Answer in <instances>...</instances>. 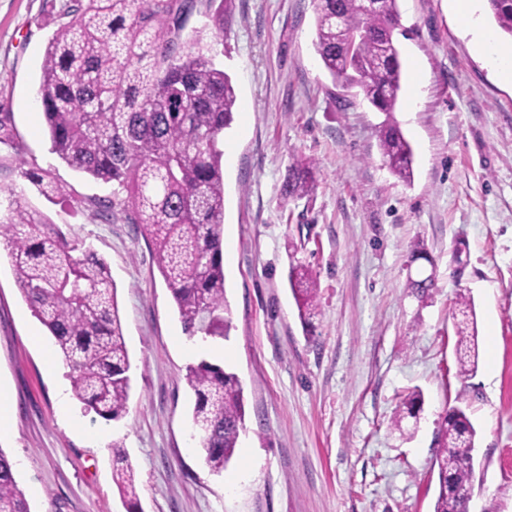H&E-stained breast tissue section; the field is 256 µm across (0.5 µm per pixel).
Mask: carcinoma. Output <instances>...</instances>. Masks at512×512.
Wrapping results in <instances>:
<instances>
[{"instance_id": "carcinoma-1", "label": "carcinoma", "mask_w": 512, "mask_h": 512, "mask_svg": "<svg viewBox=\"0 0 512 512\" xmlns=\"http://www.w3.org/2000/svg\"><path fill=\"white\" fill-rule=\"evenodd\" d=\"M71 20L51 35L39 92L51 151L73 170L117 185L108 209L136 224L153 246L157 269L190 336L227 339L232 322L225 298L224 151L220 135L234 120L232 78L215 62L224 14L234 0H204L209 22L186 28L197 0H78ZM314 47L342 85L356 84L379 111L394 112L401 90L399 52L390 50L399 26L398 0H313ZM497 27L512 38V0H487ZM340 14L338 27L332 16ZM379 148L390 171L413 175L412 148L391 119L380 126ZM20 178L47 199L69 193L48 172L20 169ZM314 164L293 161L281 187L284 201L314 194ZM24 186L0 189V244L33 315L47 329L70 369L73 396L107 420L128 413L130 360L107 262L68 239L22 203ZM288 284L304 326L317 313V274L292 264ZM456 353L463 375L478 365L475 312L459 294ZM195 395L191 416L204 461L220 474L246 430L244 390L237 374L202 359L186 368ZM421 394L398 405L393 423L414 416ZM476 430L465 408L446 412L435 452L433 512H469ZM112 481L127 512H138L135 471L113 452ZM0 512H31L9 456L0 449Z\"/></svg>"}]
</instances>
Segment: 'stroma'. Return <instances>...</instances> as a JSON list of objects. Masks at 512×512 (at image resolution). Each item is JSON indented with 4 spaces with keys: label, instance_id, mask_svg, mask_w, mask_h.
<instances>
[{
    "label": "stroma",
    "instance_id": "1",
    "mask_svg": "<svg viewBox=\"0 0 512 512\" xmlns=\"http://www.w3.org/2000/svg\"><path fill=\"white\" fill-rule=\"evenodd\" d=\"M65 2L0 0V114L23 146L0 144V186L26 167L52 170L70 192L71 204H54L29 185L24 202L108 263L132 390L119 421L70 398L68 368L47 367L51 338L1 255L0 389L12 414L0 449L31 512H126L112 482L116 444L139 479L142 512H433L437 436L460 402L477 430L469 512H512V84L474 51L451 0H399L405 81L389 116L359 97L340 103L314 50L311 0H235L216 57L237 93L220 144L233 324L223 342L185 335L151 243L94 206L111 185L50 151L40 68ZM389 117L413 148L407 182L378 149ZM295 158L313 161L318 186L287 203L280 190ZM419 242L428 260H412ZM292 263L317 273L308 332L288 288ZM422 273L434 277L424 299L406 287ZM460 292L477 319L469 376L456 356ZM220 347L244 388L246 430L216 475L192 437L185 374ZM414 391L420 411L395 430Z\"/></svg>",
    "mask_w": 512,
    "mask_h": 512
}]
</instances>
